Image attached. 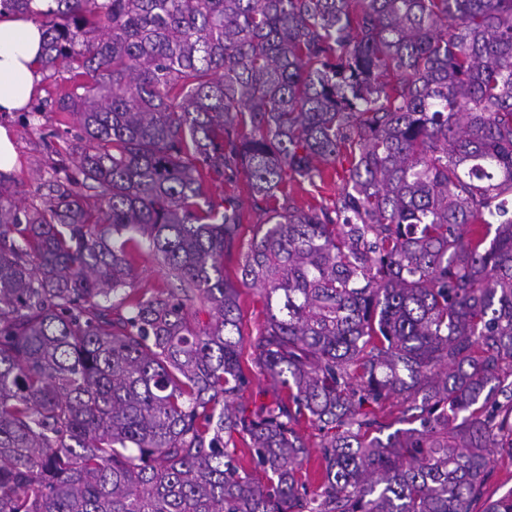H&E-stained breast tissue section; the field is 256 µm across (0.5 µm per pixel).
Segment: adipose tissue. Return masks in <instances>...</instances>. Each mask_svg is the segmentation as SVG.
Returning a JSON list of instances; mask_svg holds the SVG:
<instances>
[{"instance_id":"ef3b65f1","label":"adipose tissue","mask_w":512,"mask_h":512,"mask_svg":"<svg viewBox=\"0 0 512 512\" xmlns=\"http://www.w3.org/2000/svg\"><path fill=\"white\" fill-rule=\"evenodd\" d=\"M44 58L39 26L17 16L0 18V112L20 110L39 80Z\"/></svg>"}]
</instances>
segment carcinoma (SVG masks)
<instances>
[{
    "instance_id": "1",
    "label": "carcinoma",
    "mask_w": 512,
    "mask_h": 512,
    "mask_svg": "<svg viewBox=\"0 0 512 512\" xmlns=\"http://www.w3.org/2000/svg\"><path fill=\"white\" fill-rule=\"evenodd\" d=\"M11 14L43 30L47 78L91 83L54 101L77 172L22 209L0 171V512H472L512 449V0ZM347 148L333 208L297 205L288 179ZM240 172L267 218L233 282L239 203L204 184ZM136 234L178 287H131ZM238 283L264 296L253 362L279 389L256 410ZM393 394L420 428L383 439L364 406ZM303 423L326 436L314 489Z\"/></svg>"
}]
</instances>
